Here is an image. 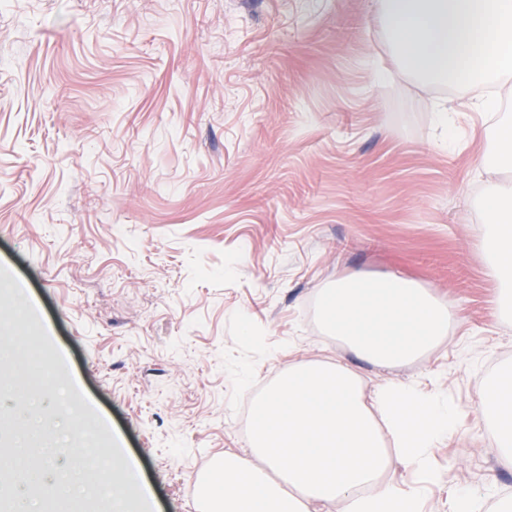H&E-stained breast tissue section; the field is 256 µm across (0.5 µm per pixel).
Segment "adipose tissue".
Masks as SVG:
<instances>
[{"instance_id":"ef3b65f1","label":"adipose tissue","mask_w":512,"mask_h":512,"mask_svg":"<svg viewBox=\"0 0 512 512\" xmlns=\"http://www.w3.org/2000/svg\"><path fill=\"white\" fill-rule=\"evenodd\" d=\"M491 220L479 245L497 283L500 317L512 316V180L484 195ZM320 315L329 335L362 358L396 365L431 350L453 318L450 303L395 275L350 273L328 285ZM500 462L512 468V368L481 394ZM458 431V412L429 392L390 382L365 398L342 364L297 363L259 401L252 446L261 464L228 455L202 483L211 512H423L420 490L383 483L392 458L427 472L430 450Z\"/></svg>"}]
</instances>
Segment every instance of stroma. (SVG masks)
Masks as SVG:
<instances>
[{"instance_id": "stroma-1", "label": "stroma", "mask_w": 512, "mask_h": 512, "mask_svg": "<svg viewBox=\"0 0 512 512\" xmlns=\"http://www.w3.org/2000/svg\"><path fill=\"white\" fill-rule=\"evenodd\" d=\"M458 105L440 146L435 104ZM402 120L387 129L385 115ZM490 115L403 71L372 0H0V438L34 471L72 447L131 457L155 500L196 512L199 478L253 459L254 403L288 367L342 362L364 395L401 382L460 409L430 475L392 460L424 512L456 490L512 497L480 395L512 366V322L477 245ZM398 274L455 317L382 367L322 329L319 293ZM57 393L36 414L30 376Z\"/></svg>"}]
</instances>
